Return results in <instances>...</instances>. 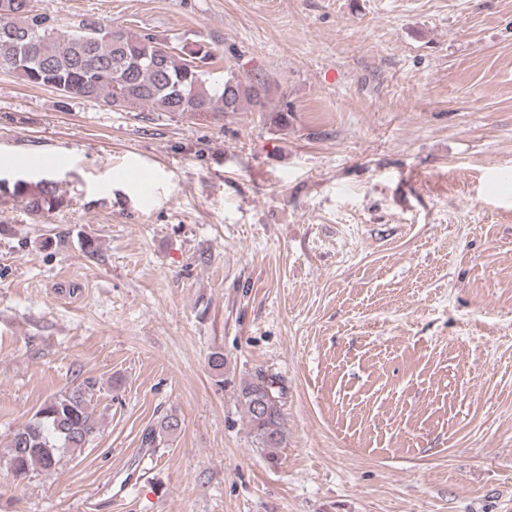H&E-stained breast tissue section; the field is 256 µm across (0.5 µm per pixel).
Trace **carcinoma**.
Returning a JSON list of instances; mask_svg holds the SVG:
<instances>
[{"instance_id": "obj_1", "label": "carcinoma", "mask_w": 512, "mask_h": 512, "mask_svg": "<svg viewBox=\"0 0 512 512\" xmlns=\"http://www.w3.org/2000/svg\"><path fill=\"white\" fill-rule=\"evenodd\" d=\"M212 59L213 53L204 47L186 55L149 35L133 36L94 21H80L57 36L47 17L33 11L31 0H0V74L65 97L173 113L238 112L245 104L267 111L265 81H243L230 67L214 79L205 69ZM12 196L22 199L31 215L63 205L49 180L17 181ZM93 390L94 384L84 381L45 399L0 453L6 473L23 478L35 470L51 472L64 454L87 447L98 431L91 407ZM238 399L257 447L275 458L284 443L276 381L258 374L240 385ZM180 428L178 416L167 415L158 428L145 433L143 442L153 447L158 438Z\"/></svg>"}]
</instances>
